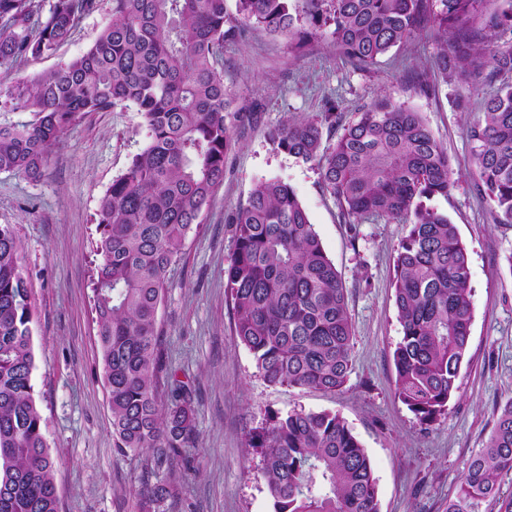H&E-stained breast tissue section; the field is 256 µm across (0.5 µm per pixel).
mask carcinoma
Instances as JSON below:
<instances>
[{
  "label": "carcinoma",
  "instance_id": "carcinoma-1",
  "mask_svg": "<svg viewBox=\"0 0 512 512\" xmlns=\"http://www.w3.org/2000/svg\"><path fill=\"white\" fill-rule=\"evenodd\" d=\"M112 0V22L81 56L0 92V110L31 112L0 125V171L37 178L52 145L88 112L134 106L149 141L99 204L100 262L93 279L101 360L118 448L153 451L161 465L196 439L193 398L180 381L158 400L157 318L169 268L192 225L224 181L236 124L221 67L224 45L261 26L302 34L333 27L336 46L367 66L424 22L455 34L435 67L468 80L512 72V46L483 32L512 28V0L480 12L483 0ZM95 0H56L39 17L33 0H0V69L51 55ZM475 185L497 223L512 226V85L487 99L466 129ZM322 127L287 120L278 148L320 166L326 190L349 218L402 219L409 231L393 265L403 336L393 352L395 395L429 425L460 390L473 321L470 260L457 225L424 201L446 196L452 163L422 115L388 98L374 102L321 152ZM236 249L226 271L234 335L270 383L342 390L352 365L347 289L292 188L262 180L232 218ZM31 305L20 244L0 224V512H58L54 462L36 408ZM274 512H379L368 454L340 416L276 415L253 437ZM512 472V398L497 409L483 448L465 464L448 512H481L487 501L512 512L500 477Z\"/></svg>",
  "mask_w": 512,
  "mask_h": 512
}]
</instances>
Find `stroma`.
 Segmentation results:
<instances>
[{"instance_id": "1", "label": "stroma", "mask_w": 512, "mask_h": 512, "mask_svg": "<svg viewBox=\"0 0 512 512\" xmlns=\"http://www.w3.org/2000/svg\"><path fill=\"white\" fill-rule=\"evenodd\" d=\"M112 21L111 0H96L55 54L0 70L11 88L84 53ZM443 39L432 26L365 67L339 52L331 26L306 43L251 29L224 49L225 84L235 108L252 113L233 129L224 182L189 231L168 273L158 316L164 369L158 393L169 404L172 380L191 391L197 436L155 466L151 454L124 453L100 358L91 279L100 199L148 141L134 107L91 112L54 144L39 178L0 171V224L14 230L32 308L33 383L46 446L55 464L59 512H143L157 482L173 494L159 512H273L251 438L272 415L330 410L352 427L370 457L380 512H447L467 460L486 443L495 408L512 398V227L495 223L475 190L466 129L512 72L494 81L441 76ZM389 96L421 112L452 162L453 185L433 207L457 224L470 256L474 317L460 391L430 425L394 394L392 354L402 337L391 285L407 233L402 220L345 218L316 164L272 141L285 120H314L324 143ZM288 183L307 211L348 292L352 365L343 392L273 385L237 343L225 272L235 252L232 217L258 181Z\"/></svg>"}]
</instances>
